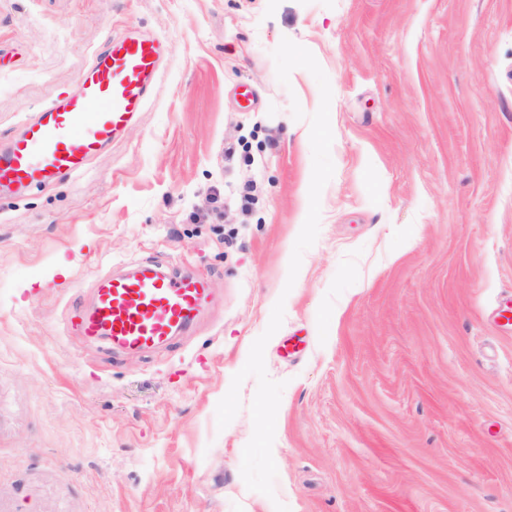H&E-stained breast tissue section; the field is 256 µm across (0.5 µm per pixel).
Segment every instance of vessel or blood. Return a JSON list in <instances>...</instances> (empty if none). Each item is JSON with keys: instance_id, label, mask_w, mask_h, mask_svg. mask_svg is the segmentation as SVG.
<instances>
[{"instance_id": "1", "label": "vessel or blood", "mask_w": 512, "mask_h": 512, "mask_svg": "<svg viewBox=\"0 0 512 512\" xmlns=\"http://www.w3.org/2000/svg\"><path fill=\"white\" fill-rule=\"evenodd\" d=\"M171 44L126 30L95 53L71 93L41 107L0 149V193L50 186L82 173L138 122ZM202 274H171L148 262L97 277L88 311L71 326L84 342L108 340L137 354L189 330L212 302Z\"/></svg>"}]
</instances>
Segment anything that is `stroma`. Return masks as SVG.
<instances>
[{
	"label": "stroma",
	"instance_id": "obj_1",
	"mask_svg": "<svg viewBox=\"0 0 512 512\" xmlns=\"http://www.w3.org/2000/svg\"><path fill=\"white\" fill-rule=\"evenodd\" d=\"M135 27L168 40L146 109L80 175L0 198V512H512V0H0V142ZM334 173L308 212L309 71ZM145 260L216 288L141 355L66 333ZM265 348L274 497L216 407Z\"/></svg>",
	"mask_w": 512,
	"mask_h": 512
}]
</instances>
